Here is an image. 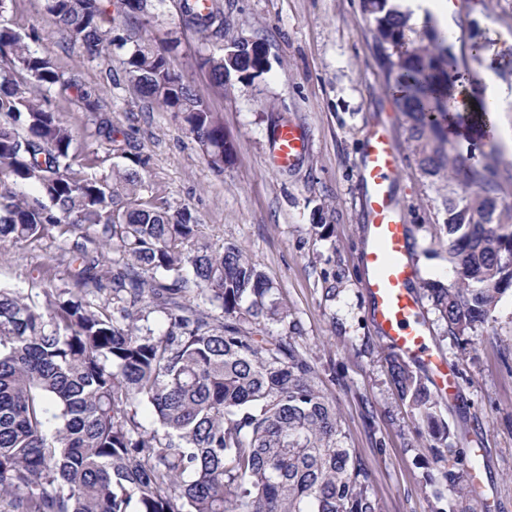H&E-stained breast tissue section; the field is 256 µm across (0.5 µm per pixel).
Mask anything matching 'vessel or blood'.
Returning <instances> with one entry per match:
<instances>
[{
  "mask_svg": "<svg viewBox=\"0 0 512 512\" xmlns=\"http://www.w3.org/2000/svg\"><path fill=\"white\" fill-rule=\"evenodd\" d=\"M307 150L304 131L282 125L276 132L272 160L275 166L295 167ZM401 163L386 127H372L358 161L357 183L368 216L363 285L370 298L369 315L377 333L407 359L420 363L432 376L442 397L455 398L457 376L447 359L429 345L428 329L412 285L418 275L410 252L409 230L392 191Z\"/></svg>",
  "mask_w": 512,
  "mask_h": 512,
  "instance_id": "obj_1",
  "label": "vessel or blood"
}]
</instances>
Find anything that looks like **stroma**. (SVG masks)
Instances as JSON below:
<instances>
[{"mask_svg":"<svg viewBox=\"0 0 512 512\" xmlns=\"http://www.w3.org/2000/svg\"><path fill=\"white\" fill-rule=\"evenodd\" d=\"M455 2L448 25L460 32L454 51L473 87L493 80L512 91V0ZM150 11L151 25L137 28V36L157 44L179 38L177 63L197 96L221 117L232 159L223 172L214 171L182 115L128 87L121 51L92 59L81 44L57 35L40 43L39 51L75 72L105 108L99 114L75 98L51 102L63 123L83 132V154L101 156L91 174L111 170L95 134L104 116L135 152L149 157L154 193L172 207L189 208L212 243L239 246L273 280L300 327L298 344L342 414L347 446L357 449L373 474L381 512H461L445 474L473 448L494 491L491 512H512V290L482 325L478 344L449 335L430 301L421 302L432 343L461 384L454 400L438 405L448 432L439 445L400 399L385 360L389 348L368 317L362 286L367 221L356 187L367 130L385 120L395 132L401 164L393 191L409 226L419 280L453 282L438 239L447 218L443 198L458 186L448 172L430 176L420 169L360 0H224L225 41L262 42L270 69L251 82L230 78L220 89L199 64L210 46L183 26L173 0H151ZM475 41L485 46L478 59L471 56ZM288 122L304 129L308 149L295 168L278 169L271 163L272 134ZM495 126L481 159L501 185L494 217L512 224V95L501 101ZM71 246L53 232L12 247L0 256V287L33 294L47 279L70 287Z\"/></svg>","mask_w":512,"mask_h":512,"instance_id":"stroma-1","label":"stroma"}]
</instances>
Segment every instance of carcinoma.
I'll return each instance as SVG.
<instances>
[{"instance_id":"obj_1","label":"carcinoma","mask_w":512,"mask_h":512,"mask_svg":"<svg viewBox=\"0 0 512 512\" xmlns=\"http://www.w3.org/2000/svg\"><path fill=\"white\" fill-rule=\"evenodd\" d=\"M185 24L224 38L218 0H177ZM387 85L409 123L418 164L447 165L463 195L444 200L455 285H423L451 335L478 333L512 288V224L493 222L500 183L472 151L452 150L451 124L471 100L448 33L417 29L396 0H367ZM55 32L88 56L125 50L136 93L185 114L210 166L224 171L231 145L175 62L178 42L158 47L121 33L103 0H45ZM145 27L148 0H121ZM0 0V249L55 231L74 239L72 287L31 296L0 288V512H380L372 473L344 447L336 401L296 341L298 325L277 287L235 244L215 249L186 208L149 190V158L129 150L106 121L96 134L123 162L97 177L80 163L79 132L42 93L74 95L100 110L76 75L32 49ZM213 82L254 80L269 59L247 43L201 58ZM32 184L28 201L11 186ZM112 249L110 276L87 244ZM112 297L97 305L88 296ZM202 299L198 304L195 299ZM206 307H201V304ZM160 314L166 330L150 321ZM289 326L272 336L268 323ZM392 382L434 438L444 434L438 399L400 354ZM151 418L152 426L144 423Z\"/></svg>"}]
</instances>
